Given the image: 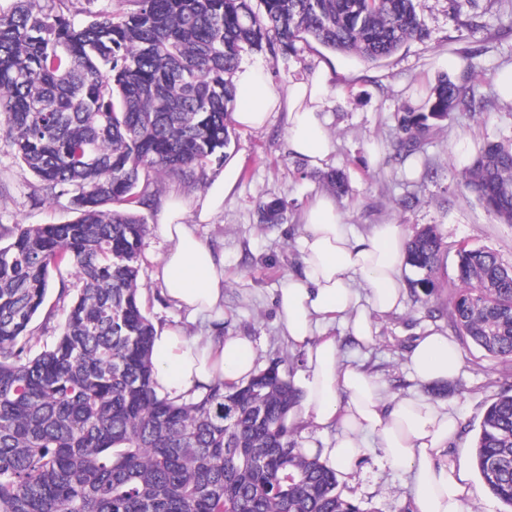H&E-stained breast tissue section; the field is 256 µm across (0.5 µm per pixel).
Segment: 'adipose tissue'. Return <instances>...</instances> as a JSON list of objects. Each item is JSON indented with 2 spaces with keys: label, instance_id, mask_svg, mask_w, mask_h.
<instances>
[{
  "label": "adipose tissue",
  "instance_id": "adipose-tissue-1",
  "mask_svg": "<svg viewBox=\"0 0 512 512\" xmlns=\"http://www.w3.org/2000/svg\"><path fill=\"white\" fill-rule=\"evenodd\" d=\"M234 84L237 126L257 131L272 113L287 110L289 153L313 166L329 159L334 147L324 127L328 88L323 78L292 82L281 93L261 69L244 66ZM238 178L237 166L226 164L196 197L172 196L159 205L158 225L169 247L156 279L187 322L218 324L224 317V257L197 227L222 211ZM303 222L304 270L282 282L275 301L284 334L306 364L300 378L303 419L336 432L328 447H308V454H320L344 471L376 445L384 467L411 474L414 512H467L474 495L471 476L449 452L460 433L458 417L423 394L388 398L379 379L342 362L340 340L331 331L341 324L352 342L367 346L375 340V316L400 308L406 231L399 224H377L368 234H355L335 199L323 193L306 207ZM152 357L154 389L161 397L200 393L218 380L238 383L256 370L249 338L191 336L184 324L155 327ZM406 357L413 379L422 385L455 378L463 367L459 346L435 329L419 334Z\"/></svg>",
  "mask_w": 512,
  "mask_h": 512
}]
</instances>
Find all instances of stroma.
<instances>
[{
  "label": "stroma",
  "mask_w": 512,
  "mask_h": 512,
  "mask_svg": "<svg viewBox=\"0 0 512 512\" xmlns=\"http://www.w3.org/2000/svg\"><path fill=\"white\" fill-rule=\"evenodd\" d=\"M415 6L428 39L411 41L376 64L313 42L298 43L296 54L287 58L265 48L241 54V64L262 68L281 90L290 80L323 75L330 92L325 128L336 146L324 167L313 168L289 154L285 113H273L260 131L230 128L226 154L236 160L239 180L223 213L213 223L199 225L198 233L224 255L228 286L223 330L252 340L258 368L276 363L291 380L300 377L303 356L283 334L274 297L288 275L303 270L302 213L316 193L326 192L327 171H340L348 184V195L337 199L336 206L356 232L393 222L411 236L434 228L446 242L442 258L447 274L437 280L432 295L406 289L401 308L377 318L374 344L361 349L345 340L340 343L343 359L378 377L389 396L418 391L406 358L413 338L430 328H448L447 318H431L430 312L448 306L457 245L493 250L512 264V224L494 221L462 179L485 143L512 142V102L500 99L494 86L496 73L512 65V30H503L498 20L508 5L506 0H475L463 7L456 0H415ZM474 17L479 27L471 26ZM443 74L474 92L484 107L451 113L423 152L405 155L395 114L417 103ZM275 198L287 201L288 223H258L259 202ZM143 215L148 231L140 245V297L153 324L182 319L155 278L168 248L158 230V211L147 209ZM72 218L67 204L45 201L37 180L15 164L0 138V224L64 223ZM456 342L462 370L430 395L459 417L461 430L452 453L468 460L487 405L505 385H512V366L486 356L465 337ZM339 489L371 512H409L408 475L381 467L372 453L340 473Z\"/></svg>",
  "instance_id": "1"
}]
</instances>
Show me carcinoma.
<instances>
[{"instance_id": "cac0c4a2", "label": "carcinoma", "mask_w": 512, "mask_h": 512, "mask_svg": "<svg viewBox=\"0 0 512 512\" xmlns=\"http://www.w3.org/2000/svg\"><path fill=\"white\" fill-rule=\"evenodd\" d=\"M45 10L18 0L0 14V135L63 224L0 225V512H373L338 490V471L296 446L299 390L272 365L187 399L154 390V325L139 298L140 214L162 175L205 176L224 162L244 46L286 58L297 43L378 63L428 31L414 0H124L126 11ZM473 101L451 79L397 113L406 155ZM465 186L512 224V143L485 144ZM258 222L288 221L260 202ZM444 241L431 227L407 264L435 288ZM83 286L63 330L31 355L32 324L62 265ZM450 326L512 363V265L461 245ZM473 465L512 512V388L486 407Z\"/></svg>"}]
</instances>
